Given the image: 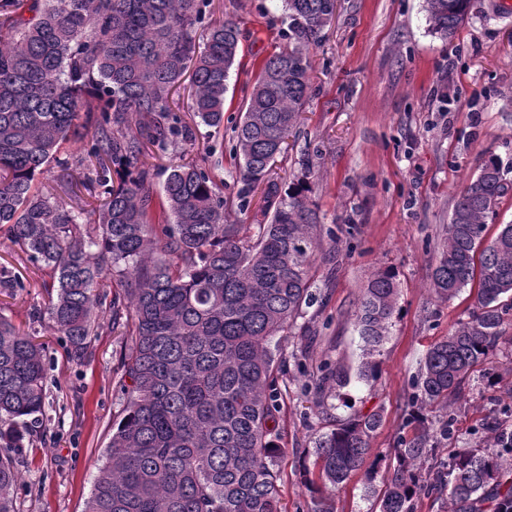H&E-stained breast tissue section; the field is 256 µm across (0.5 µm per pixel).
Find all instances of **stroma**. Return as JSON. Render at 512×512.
<instances>
[{
    "instance_id": "stroma-1",
    "label": "stroma",
    "mask_w": 512,
    "mask_h": 512,
    "mask_svg": "<svg viewBox=\"0 0 512 512\" xmlns=\"http://www.w3.org/2000/svg\"><path fill=\"white\" fill-rule=\"evenodd\" d=\"M424 0H338L322 41L311 48L313 95L289 140L277 171L283 180L302 173L301 155L313 164L315 200L324 229L336 235V261L314 263L323 301L311 307L317 334L300 328L276 337V354L307 353V375L289 368L279 400L281 452L275 469L285 512H310L318 493L312 482L313 446L336 418L380 412L372 451L388 454L407 436L409 396L426 348L467 318L473 296L452 301L431 288L456 194L489 155L512 159V14L498 0H474L458 35L441 41L428 28ZM230 19L241 32L231 73L225 118L237 116L261 61L288 42L281 0H210L202 25ZM0 267L15 279L0 293V315L44 343L47 409L52 422L34 437L18 462L19 512H84L101 456L125 404L122 355L130 343L112 326L115 278H108L98 306L102 324L86 356L74 359L67 342L51 333L46 307L49 272L0 229ZM400 283L398 310L373 378L359 376L361 341L354 312L363 288L382 268ZM495 346L490 386L464 384L451 399V451L481 448L486 425L497 419L512 431V324ZM335 381L311 388L322 370ZM333 512H377L364 473L328 493Z\"/></svg>"
}]
</instances>
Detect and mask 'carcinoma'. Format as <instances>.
<instances>
[{
	"mask_svg": "<svg viewBox=\"0 0 512 512\" xmlns=\"http://www.w3.org/2000/svg\"><path fill=\"white\" fill-rule=\"evenodd\" d=\"M288 45L264 59L233 127L234 195L212 177L223 156L211 147L187 161L195 140L174 98L192 71L196 125L220 132L237 24L207 27L196 44L204 0H0V226L30 260L50 270L56 296L52 334L80 356L99 327L105 275L120 273L112 328H129L123 361V417L105 450L85 512H283L275 458L284 362L273 339L292 329L314 300L311 288L320 210L306 174L281 193L275 163L288 151L310 97L309 48L336 14L337 0H283ZM473 0H425L431 31L453 40ZM93 126L72 163L65 143ZM167 160L164 194L172 223L155 232L149 160ZM57 163L59 173L37 177ZM512 163L497 156L455 197L431 287L451 301L477 288L473 311L425 350L411 402L448 403L481 370L512 313V224L486 238L512 188ZM103 188L98 205L73 213L61 194ZM263 188L262 218L250 236L224 223L229 207L250 211ZM95 225L82 235L78 227ZM396 276L376 271L355 310L365 362L374 371L398 302ZM42 344L0 316V512H17L16 467L32 428L47 425ZM372 412L338 420L319 435L315 465L334 490L363 469L374 481L380 455ZM413 437L394 449L380 512H415L422 495L446 498L448 512H512V432L493 447L464 449L436 462L450 422L410 415Z\"/></svg>",
	"mask_w": 512,
	"mask_h": 512,
	"instance_id": "obj_1",
	"label": "carcinoma"
}]
</instances>
